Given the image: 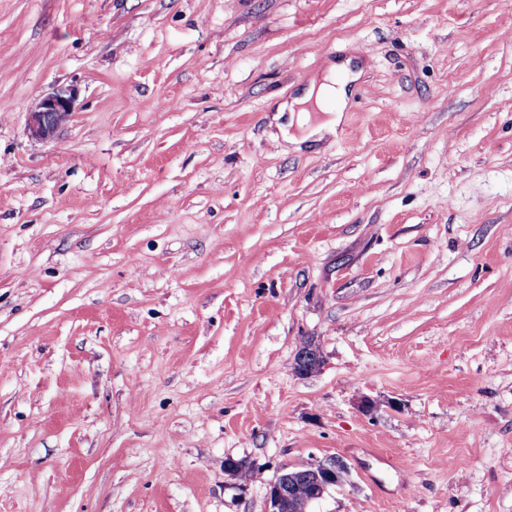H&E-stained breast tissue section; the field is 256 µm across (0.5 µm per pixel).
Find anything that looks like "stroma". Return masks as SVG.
I'll return each instance as SVG.
<instances>
[{
	"label": "stroma",
	"mask_w": 512,
	"mask_h": 512,
	"mask_svg": "<svg viewBox=\"0 0 512 512\" xmlns=\"http://www.w3.org/2000/svg\"><path fill=\"white\" fill-rule=\"evenodd\" d=\"M331 456L311 512H512V0H0V512H265ZM361 74V68L352 70L351 59L331 63L319 83L312 81L302 95L288 105H281L279 112L287 110L292 113L288 126H292L294 121L298 129L307 126L306 138L318 135L322 139L325 135L334 134L347 105L349 83L356 81ZM309 112H324L327 117L311 126ZM74 90L58 87L43 96L30 110L28 131L32 138L51 139L74 111ZM299 353L297 354L296 358L294 359L293 363V369L296 371L300 365L299 359H298ZM301 361L302 365L298 369V371L295 372V374L299 377H308L315 373H317L323 364V357L320 354V351L317 350L314 345L307 346L302 352H301ZM308 467H310V474L308 475L307 479L308 496L305 499L302 497L305 493V467L291 470L285 468L287 475L288 473L294 475V501L296 502L304 500V508H306L309 503L313 504L323 499L327 494L330 493L331 490H334L336 486L343 485L347 481L350 474L348 465L336 457L316 460L309 463ZM279 474L274 480L267 484L266 489V512H283L286 507V496L283 488L287 482L285 479L283 485L282 480H279Z\"/></svg>",
	"instance_id": "stroma-1"
}]
</instances>
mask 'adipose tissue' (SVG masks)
Returning a JSON list of instances; mask_svg holds the SVG:
<instances>
[{
    "mask_svg": "<svg viewBox=\"0 0 512 512\" xmlns=\"http://www.w3.org/2000/svg\"><path fill=\"white\" fill-rule=\"evenodd\" d=\"M360 76L350 62L329 64L321 81L311 83L302 95L287 106L297 127L308 128L310 135L325 136L335 133L347 105L350 82ZM322 113L318 123H311V113Z\"/></svg>",
    "mask_w": 512,
    "mask_h": 512,
    "instance_id": "obj_1",
    "label": "adipose tissue"
}]
</instances>
